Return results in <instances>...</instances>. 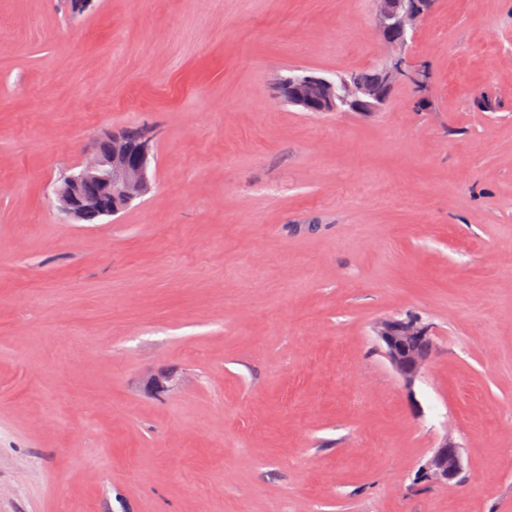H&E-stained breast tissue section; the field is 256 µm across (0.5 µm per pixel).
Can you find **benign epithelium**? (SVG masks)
<instances>
[{"label": "benign epithelium", "instance_id": "7a95c632", "mask_svg": "<svg viewBox=\"0 0 512 512\" xmlns=\"http://www.w3.org/2000/svg\"><path fill=\"white\" fill-rule=\"evenodd\" d=\"M375 5L377 34L396 52L378 66V82L347 83L337 93L331 78L310 73L301 80L290 79L275 86V97L305 112H335L340 102L347 112L379 111L393 85L405 76L408 33L426 13V0H375ZM104 140L111 145L109 155L97 148L86 153L80 170L54 186L59 210L75 220L92 222L114 216L148 190L150 140L141 136L132 143L118 133ZM376 333L395 371L406 382L414 381L432 355L429 328L416 318H389L378 323ZM460 470L459 448L445 438L420 466L419 473L427 483L444 488Z\"/></svg>", "mask_w": 512, "mask_h": 512}]
</instances>
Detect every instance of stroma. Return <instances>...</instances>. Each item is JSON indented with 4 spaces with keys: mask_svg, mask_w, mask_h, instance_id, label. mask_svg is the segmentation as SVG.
Masks as SVG:
<instances>
[{
    "mask_svg": "<svg viewBox=\"0 0 512 512\" xmlns=\"http://www.w3.org/2000/svg\"><path fill=\"white\" fill-rule=\"evenodd\" d=\"M375 23L0 0V512H512V0H434L424 97L274 99L383 62ZM131 129L150 192L62 215L60 176ZM408 316L436 343L410 384L375 333ZM446 437L462 470L432 488ZM461 470L460 451L455 442L444 438L433 448L431 455L420 466L419 473L434 487H448Z\"/></svg>",
    "mask_w": 512,
    "mask_h": 512,
    "instance_id": "1",
    "label": "stroma"
}]
</instances>
